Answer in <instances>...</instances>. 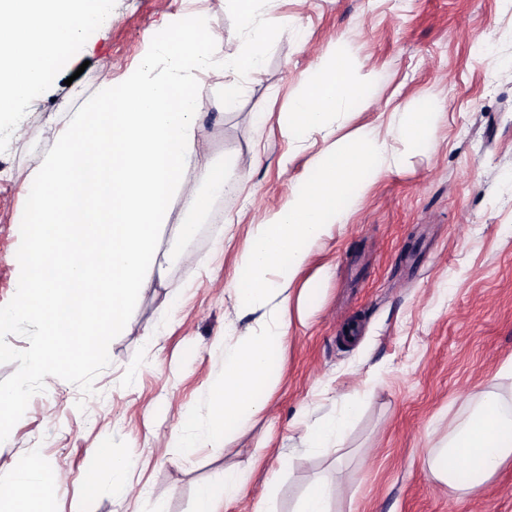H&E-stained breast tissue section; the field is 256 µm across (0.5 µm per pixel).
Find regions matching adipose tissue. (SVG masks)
I'll return each instance as SVG.
<instances>
[{
    "label": "adipose tissue",
    "mask_w": 512,
    "mask_h": 512,
    "mask_svg": "<svg viewBox=\"0 0 512 512\" xmlns=\"http://www.w3.org/2000/svg\"><path fill=\"white\" fill-rule=\"evenodd\" d=\"M112 21V0H0V115L35 99L55 78L72 48ZM271 28L254 30L243 55L219 59L224 34L188 17L181 28L152 39L149 61L121 84L102 76L96 95L70 107L63 124L41 132L53 148L34 157L25 194L31 247L19 255L20 294L0 307V327L34 321L38 337L20 360L29 374L74 371L85 354L102 355L107 334L125 335L128 311L152 285L162 225L177 235L196 233L192 215L207 209L206 189L226 184L223 166L203 149L204 116L234 107L240 71L259 73ZM224 79V97L205 93L208 77ZM373 68L350 63L336 51L322 54L305 92L283 119L294 141L328 131L339 112L369 109ZM385 134L362 130L328 143L284 200L252 229L247 254L226 293L227 308L262 309L279 297V311L263 332L247 331L224 345L222 373L211 384L215 408L180 416L174 447L192 454L217 448L251 418L268 409L288 336L289 290L314 247L345 224L354 204L385 170L397 165ZM360 410L347 401L335 415L298 436L303 448H335ZM512 460V417L501 395L482 394L445 444L427 452L433 476L461 490L488 482ZM0 478V502L40 497L55 512L58 472L36 457ZM246 488V471L224 472V492L197 491L195 512H229ZM345 489L343 475L318 476L307 485L296 512H330Z\"/></svg>",
    "instance_id": "ef3b65f1"
}]
</instances>
